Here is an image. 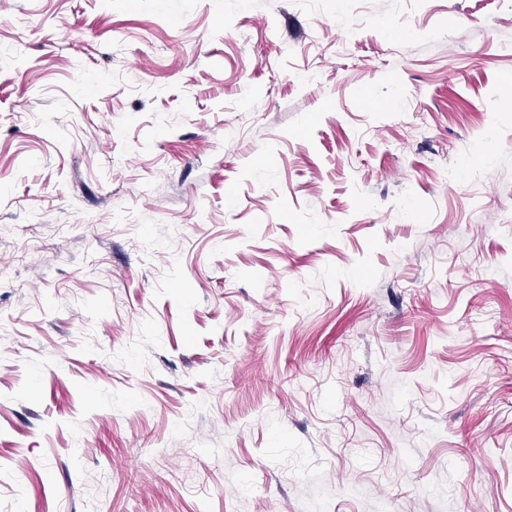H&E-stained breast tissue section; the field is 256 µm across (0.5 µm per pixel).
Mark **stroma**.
Wrapping results in <instances>:
<instances>
[{
	"label": "stroma",
	"mask_w": 512,
	"mask_h": 512,
	"mask_svg": "<svg viewBox=\"0 0 512 512\" xmlns=\"http://www.w3.org/2000/svg\"><path fill=\"white\" fill-rule=\"evenodd\" d=\"M1 45L0 512H512V11L0 0Z\"/></svg>",
	"instance_id": "stroma-1"
}]
</instances>
